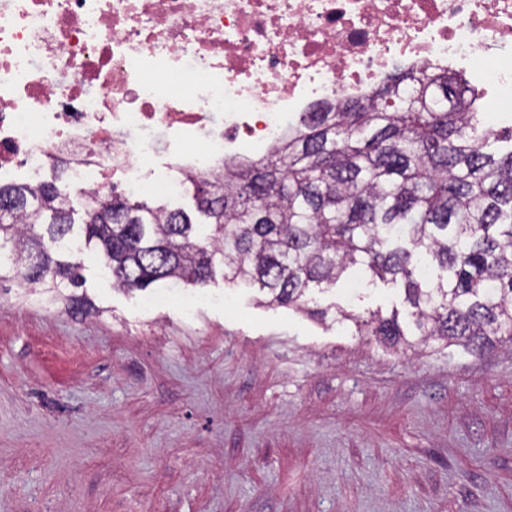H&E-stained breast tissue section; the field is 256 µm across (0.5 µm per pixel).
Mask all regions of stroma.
<instances>
[{
    "instance_id": "obj_1",
    "label": "stroma",
    "mask_w": 512,
    "mask_h": 512,
    "mask_svg": "<svg viewBox=\"0 0 512 512\" xmlns=\"http://www.w3.org/2000/svg\"><path fill=\"white\" fill-rule=\"evenodd\" d=\"M98 316L0 283V512H512V348L370 336L216 279ZM390 315L396 285L320 307Z\"/></svg>"
}]
</instances>
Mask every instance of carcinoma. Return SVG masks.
Returning a JSON list of instances; mask_svg holds the SVG:
<instances>
[{"mask_svg":"<svg viewBox=\"0 0 512 512\" xmlns=\"http://www.w3.org/2000/svg\"><path fill=\"white\" fill-rule=\"evenodd\" d=\"M464 84L446 73L399 76L339 112H310L288 141L224 176L192 183L209 202L181 208L131 196L80 206L51 183L0 185V282L67 313H100L84 256L127 292L224 281L373 336L396 353L414 339L482 351L512 343V135L490 151ZM437 266L421 280L418 257ZM402 287L398 310L307 307L348 272Z\"/></svg>","mask_w":512,"mask_h":512,"instance_id":"carcinoma-1","label":"carcinoma"}]
</instances>
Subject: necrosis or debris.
Segmentation results:
<instances>
[{"mask_svg":"<svg viewBox=\"0 0 512 512\" xmlns=\"http://www.w3.org/2000/svg\"><path fill=\"white\" fill-rule=\"evenodd\" d=\"M444 72L512 104V0H0V177L175 193Z\"/></svg>","mask_w":512,"mask_h":512,"instance_id":"necrosis-or-debris-1","label":"necrosis or debris"}]
</instances>
